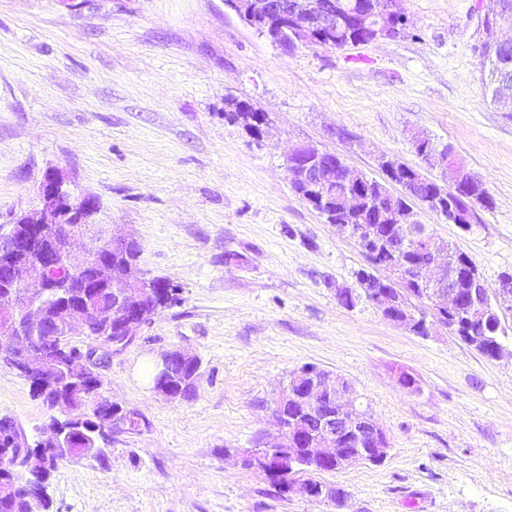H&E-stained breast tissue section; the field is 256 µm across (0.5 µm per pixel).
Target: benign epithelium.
Returning a JSON list of instances; mask_svg holds the SVG:
<instances>
[{
  "label": "benign epithelium",
  "instance_id": "benign-epithelium-1",
  "mask_svg": "<svg viewBox=\"0 0 512 512\" xmlns=\"http://www.w3.org/2000/svg\"><path fill=\"white\" fill-rule=\"evenodd\" d=\"M373 7L363 15L364 23L373 32V38H397L398 32L408 25L407 16L397 8L398 0H371ZM236 14L248 25L267 24L272 36L293 46H310L316 24L323 23L336 29V20L356 17L346 11H328L325 0H230ZM427 159L442 167V178H451L455 188L466 189L470 174L454 163L446 148L426 144ZM324 152L313 146L294 148L286 157L291 178L299 183L305 197L314 207L325 210L330 199L325 193L324 176L327 168L320 163ZM38 207L22 214V223L31 230L53 228L57 238L48 247H37L34 240L22 242L8 231L0 233V253L11 255L27 252L34 255L33 263L11 266L10 278L0 286V357L9 359L27 373L46 369L44 359L50 351L45 349L53 337L51 326L63 328L69 336H83L85 344L72 353L69 372L80 379L92 367L100 368L113 352L126 348L133 341L136 331L147 318L145 295L140 288L148 275L140 268L138 259L129 260L133 267L130 278L132 287L112 289V335L116 339L106 346L96 339V317L93 311L71 307L67 303L66 289L57 288L60 304L55 315L47 318L35 299L49 291L41 279V272L60 265L72 270L86 264L93 246L97 245L113 254H127L135 240L129 236H105L100 218L101 206L96 197L85 192L80 184L59 169L49 171L37 188ZM339 204L348 210L363 208L378 213L379 220L391 222L394 242L402 251L424 254L425 260L413 267L402 261L383 266L388 276H370L374 291L372 303L382 316L396 324L415 331L417 314L409 296L421 290L431 304L433 315L440 319L461 304L456 272L448 262L440 260L448 246L438 244L433 231L414 219L408 205L394 213L383 212L372 199L358 194L343 196ZM341 233L354 239L366 253L376 241L375 227L368 224H339ZM471 301L467 306L473 317L489 307L502 316L512 314V276L507 275L491 287L480 278L468 283ZM178 354L195 363L199 358L183 350L168 351L161 355L157 377L161 384L155 390L170 396L163 384L169 374L170 361ZM297 403L302 411L318 420L319 429H305L295 418L286 423L275 420L272 447L253 448L244 454L240 464L268 476H287L291 465L299 456L348 468L363 462L369 454L376 459L387 455L388 437L384 428L371 411L359 401L352 386L332 374H319L304 366L293 372L288 386L283 389L276 409L283 410Z\"/></svg>",
  "mask_w": 512,
  "mask_h": 512
}]
</instances>
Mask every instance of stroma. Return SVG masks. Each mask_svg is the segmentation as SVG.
<instances>
[{
  "instance_id": "1",
  "label": "stroma",
  "mask_w": 512,
  "mask_h": 512,
  "mask_svg": "<svg viewBox=\"0 0 512 512\" xmlns=\"http://www.w3.org/2000/svg\"><path fill=\"white\" fill-rule=\"evenodd\" d=\"M478 5L404 0L403 37L286 51L225 0H0V226L62 170L179 290L102 369L146 428L113 433L104 459L59 465L50 512H512V317L511 353L495 360L440 324L423 337L366 299L341 305L337 289L357 290L369 263L285 164L310 145L377 180L383 156L436 178L412 136L449 145L493 205H474L466 230L421 206L418 220L488 284L512 273V117L484 95ZM230 98L268 115L263 141L225 119ZM175 348L200 359L189 400L153 389ZM305 365L346 379L388 433L382 462L321 474L348 491L340 511L235 458L269 441ZM48 414L0 361V418L34 439Z\"/></svg>"
}]
</instances>
